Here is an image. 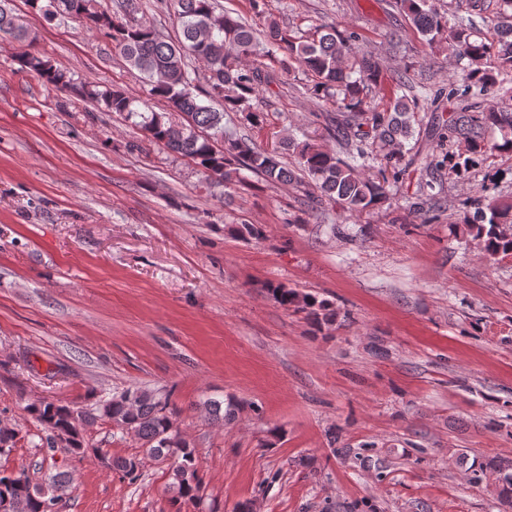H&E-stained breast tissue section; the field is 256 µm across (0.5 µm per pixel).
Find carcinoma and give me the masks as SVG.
<instances>
[{"mask_svg": "<svg viewBox=\"0 0 512 512\" xmlns=\"http://www.w3.org/2000/svg\"><path fill=\"white\" fill-rule=\"evenodd\" d=\"M14 0H0V38L23 39L27 29L13 8ZM30 8L49 21L83 19L90 30L111 37L121 57L142 75L148 86L147 98H135L112 89L100 90L82 82L71 73L55 67L49 57L31 52L22 65L43 84L67 91L81 102H94L106 112L116 113L141 132L143 140L189 159L204 175L209 185L231 187L244 181L249 171L270 185L307 184L301 204L313 211L326 202L339 205L347 217H359L374 210L389 208L395 201L391 184L406 173L402 166L404 140L412 132L416 112L431 99L426 88L410 96L390 93L389 99L377 100L373 91L384 84V73L377 59L359 53L352 46L355 35L334 27L313 34H290L272 19L263 29L248 19L218 7L216 0H161L163 8L176 21V38L166 40L156 31L135 19V0H121L116 10L97 8L96 0H27ZM425 38L440 49L444 46L468 59L475 68L468 71L459 86H452L448 96L465 99L460 112L452 118L440 141H463L464 149L433 154L424 161L425 170L447 168L458 174L467 172L477 157L512 152V111L495 105L473 109L469 100L496 89L506 96L512 93V0H501L498 20L478 30L462 22H450L451 11L437 0H395ZM282 52L280 67L297 70L306 77L305 93L317 101L330 102L334 112L319 114L328 135L346 147V157L315 143L288 141L297 150L298 167L291 169L280 160L278 149L258 150L247 140L224 131V113L235 112L252 127L263 125L264 112L254 106L274 82V76L255 64L260 57ZM203 64L206 88L195 85L189 61ZM163 100L170 110L188 117V123L176 124L167 113L157 112L150 101ZM221 103L222 110L213 107ZM500 131L501 140L490 139V130ZM378 165L377 173L365 175L363 167ZM476 206L479 223H472L467 208ZM462 224L473 238L483 241L485 256L491 260L512 257V200L480 196L462 202ZM241 238L259 240L264 229L245 220L235 227ZM279 303L307 313L317 327L334 322L336 312L329 303L310 293H300L281 285H265ZM204 418L224 423L235 418L236 405L216 397L199 406ZM47 435L48 450L55 439L80 458L93 452L86 447L82 430L97 419L133 433L141 442L145 455L158 462L168 458L172 485L176 490V512L191 507L196 512H216L205 505L203 478L199 473L195 449L181 438L177 427L178 410L167 397L147 389H126L100 401L95 411H83L47 397L27 406ZM106 466L122 478L136 481L143 467L138 456L117 457ZM496 474L497 498L505 512H512V463L489 462L478 466L474 478ZM63 480L46 487L31 484L24 472L16 476L0 471V503L9 501L8 512H61Z\"/></svg>", "mask_w": 512, "mask_h": 512, "instance_id": "cac0c4a2", "label": "carcinoma"}]
</instances>
